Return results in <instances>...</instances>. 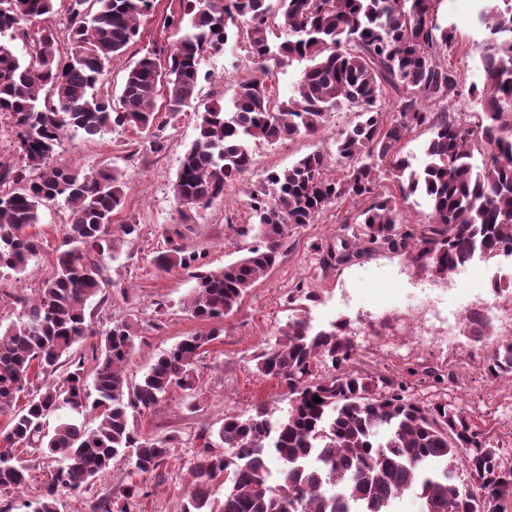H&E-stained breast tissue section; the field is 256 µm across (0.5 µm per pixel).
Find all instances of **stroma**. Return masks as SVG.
Returning a JSON list of instances; mask_svg holds the SVG:
<instances>
[{"mask_svg":"<svg viewBox=\"0 0 512 512\" xmlns=\"http://www.w3.org/2000/svg\"><path fill=\"white\" fill-rule=\"evenodd\" d=\"M168 5L169 0H155L153 8L141 17L140 37L113 61L103 80V93L119 95L127 71L144 54L166 43L163 18ZM437 17L440 24L455 29L450 60L461 78L467 83L481 81L485 34L476 21L475 0H442ZM201 71L199 97L207 101L231 98L235 83L249 77L253 68L246 52L231 41L222 51L206 55ZM355 120L354 112H335L321 134L255 147L253 166L225 188L223 201L197 211L187 222L176 208L171 187L184 153L196 136L192 113H182L162 129L164 150H143L134 157L129 154L134 132L110 129L92 140L79 132H66L57 148L59 163L87 171L114 167L127 174L124 207L116 221L138 224L139 235L124 242L116 256L106 258L109 283L91 301L89 309L95 330H103L115 320L134 324L136 351L126 370L131 382L139 381L159 353L187 336L210 329L208 323L194 319L184 308L196 285L195 270L159 268L156 255L174 241L198 253L197 270L209 271L224 267L248 248L259 245L258 232L237 236L228 233L227 223L249 224V195L262 190L267 171L289 167L313 151L334 153L338 130ZM351 208L347 201L331 206L314 223L292 230L283 243L278 264L254 284L237 310L224 317L219 340L209 346L198 365L194 411L183 408L185 393L176 388L151 412L137 416L135 424L142 434L157 438L172 435L178 443L162 469L161 479L149 480L150 494L133 512H176L187 490V469L199 446L197 436L204 430L217 429L225 413H242L260 402L274 416L286 411L288 402L282 387L255 374L254 358L286 324L290 316L288 292L299 284L318 295L317 301L308 303L306 312L314 328H329L340 319L350 323L360 347L361 369L389 376L415 370L413 393L420 399L432 398L439 387H446L456 404L473 419L486 421L494 442L512 459V384L490 382L480 367L479 356L467 350L438 342L423 348L402 329L386 335L365 329V320L375 306L404 300L406 282L397 277L396 271L403 266L412 273L415 265L405 256L378 247L357 264L323 266L319 249L335 245L340 219ZM68 228L69 209L64 201L42 206L39 223L30 228L43 242L40 255L30 260L23 272L0 269V323L7 325L19 318L17 297L34 296L42 288L51 272V257ZM429 368L453 372L454 377L440 386L420 381V374ZM30 460L29 487L0 493V512H24L25 503L36 495V486L54 467L53 461L38 453Z\"/></svg>","mask_w":512,"mask_h":512,"instance_id":"35a3bbf8","label":"stroma"}]
</instances>
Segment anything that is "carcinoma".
I'll return each mask as SVG.
<instances>
[{
	"label": "carcinoma",
	"instance_id": "obj_1",
	"mask_svg": "<svg viewBox=\"0 0 512 512\" xmlns=\"http://www.w3.org/2000/svg\"><path fill=\"white\" fill-rule=\"evenodd\" d=\"M55 2L0 0V113L11 124L17 156L12 164L0 162V269L21 272L40 253L42 242L28 228L39 223L41 206L61 198L71 208L52 276L25 300L18 320L0 328V416L7 417L0 492L28 478L14 447L57 462L27 503L31 512H59L61 490H90L126 456L134 458L133 469L91 501L90 512H131L148 497L144 476L161 477L177 440L142 435L135 418L175 388L193 409L197 363L220 336L217 328L188 336L160 354L139 382L128 381L123 367L136 348L133 324L114 322L97 332L86 305L108 285L105 256L138 234L139 225L113 224L124 206L126 174L87 173L55 160L69 129L90 138L108 128L142 135L133 157L142 147H165L153 132L158 99L171 119L194 107L197 136L172 183L186 218L224 199L225 187L253 165L252 146L314 136L331 113L355 112L357 121L336 134L334 156L312 152L271 170L263 190L251 194V218L264 245L218 272L195 275L184 306L200 321L238 308L275 266L291 230L344 200L361 208L343 220L349 235L339 240L338 266L377 245L444 278L476 253L488 260L512 254V0H479L478 20L487 31L483 79L468 87L448 62L455 34L437 22L439 0H178L163 19L178 38L142 57L116 100L97 85L139 35V17L154 0H69L64 52L52 27ZM19 36L27 44L23 58L10 46ZM232 39L245 43L258 75L237 84L229 102L202 103L200 63ZM295 62L303 68L283 99L267 79ZM388 90L397 103L391 118L382 105ZM458 98L480 111H448L445 104ZM421 127L433 137L424 166L415 170L396 145ZM342 163V177L328 175ZM384 168L403 199H426L430 223L403 220L396 197L378 189ZM168 243L158 267L187 269L198 261ZM302 298L317 295L301 286L289 292L293 315L255 357L256 374L286 391V413L273 421L261 403L224 414L214 434L202 432L177 512H394L413 489L421 512H508L512 461L501 457L489 432L454 404L413 398L401 377L356 369L360 353L348 324L314 329L300 314ZM89 336L96 337L91 386L85 358L73 359ZM482 368L489 379L512 381V335L492 337ZM51 414L57 424L47 431ZM89 414L99 419L92 431L80 421ZM435 461L445 466L435 469Z\"/></svg>",
	"mask_w": 512,
	"mask_h": 512
}]
</instances>
